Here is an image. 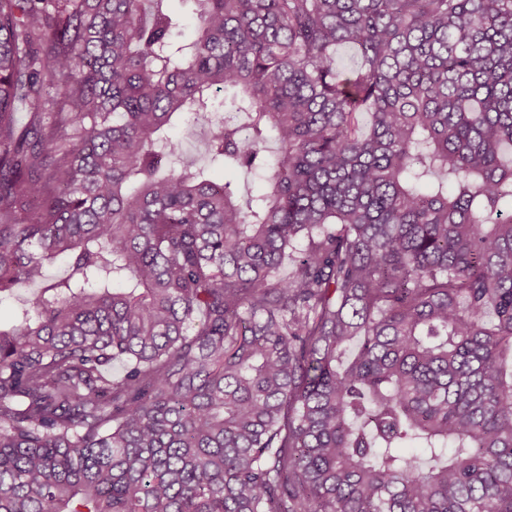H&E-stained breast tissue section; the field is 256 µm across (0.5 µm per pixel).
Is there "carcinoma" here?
Here are the masks:
<instances>
[{"label":"carcinoma","mask_w":512,"mask_h":512,"mask_svg":"<svg viewBox=\"0 0 512 512\" xmlns=\"http://www.w3.org/2000/svg\"><path fill=\"white\" fill-rule=\"evenodd\" d=\"M165 2L0 0V512H512V0ZM167 8L178 23L176 33L182 34L181 39H190L194 34L192 3L189 0H170L167 2ZM168 134L173 139L186 141L188 158L194 159L199 165H207L208 174L211 178L217 181L230 182L242 191L249 187L257 195L266 191V182L260 171L246 176L231 168L224 169V166L220 164H209L203 155L202 135L194 129L190 116H185L182 120L176 121L168 130Z\"/></svg>","instance_id":"carcinoma-1"}]
</instances>
